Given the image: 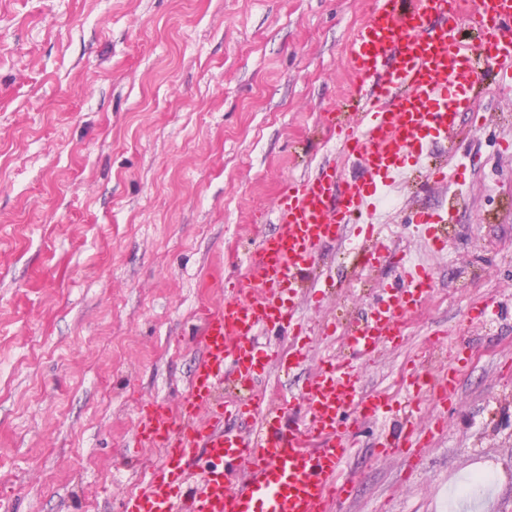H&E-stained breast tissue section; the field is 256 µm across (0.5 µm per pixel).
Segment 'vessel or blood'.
Here are the masks:
<instances>
[{"label":"vessel or blood","mask_w":512,"mask_h":512,"mask_svg":"<svg viewBox=\"0 0 512 512\" xmlns=\"http://www.w3.org/2000/svg\"><path fill=\"white\" fill-rule=\"evenodd\" d=\"M467 19L478 42L461 39L455 21ZM347 58L357 105L353 120L328 113L324 132L335 151L281 194L275 236L261 239L244 274L224 290V303L206 311L204 345L178 411L152 402L139 410L134 442L162 449L160 463L120 512H338L352 497L355 476L345 424L379 419L387 401L366 390L361 362L384 344H398L408 315L432 292V274L405 269L401 288L369 317L347 325L348 354L320 360L292 422L275 403L253 399L271 370L289 372L307 359L306 328L297 299L317 295L323 250L345 237L348 225L372 222L381 189L427 139L454 131L462 114L477 113L483 67L512 87V0H374L352 35ZM356 157L364 175L347 179L338 158ZM358 252L366 265L395 250L371 229ZM288 329L290 350L261 347L271 326ZM459 367L424 364L401 379L407 400L397 425L381 436L383 458L419 461L444 427L443 414L459 396ZM233 386L239 399L218 398ZM436 412L419 422L422 401Z\"/></svg>","instance_id":"obj_1"}]
</instances>
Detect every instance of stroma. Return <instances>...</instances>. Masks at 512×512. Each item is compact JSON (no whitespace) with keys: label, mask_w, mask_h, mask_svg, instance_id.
Masks as SVG:
<instances>
[{"label":"stroma","mask_w":512,"mask_h":512,"mask_svg":"<svg viewBox=\"0 0 512 512\" xmlns=\"http://www.w3.org/2000/svg\"><path fill=\"white\" fill-rule=\"evenodd\" d=\"M372 0H0V512H117L157 449H134L141 403L176 404L198 353L200 307L277 229L290 179L330 146L324 116L347 112L346 46ZM483 122L463 115L427 142L408 181L382 189L407 264L432 298L401 347L363 368L391 410L349 427L357 494L345 512H512V93L485 81ZM466 159L454 232L435 245L417 208L448 206L429 168ZM334 286L299 311L308 360L269 385L298 396L332 349L324 326L366 314L399 266L324 250ZM494 299L484 324L466 312ZM454 363L476 350L462 400L416 470L384 459L401 373L426 337ZM138 455L137 470L125 467ZM495 482L462 499L470 476Z\"/></svg>","instance_id":"1"}]
</instances>
